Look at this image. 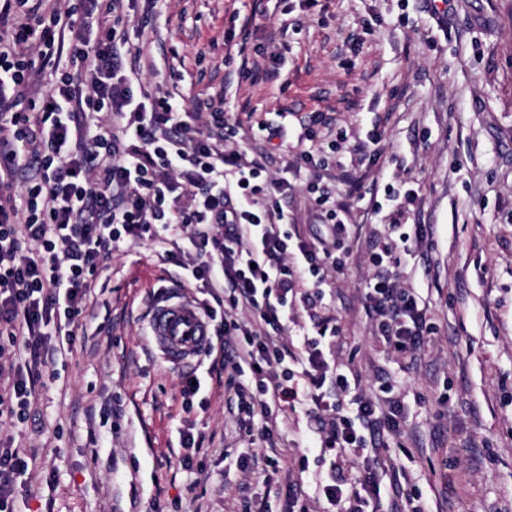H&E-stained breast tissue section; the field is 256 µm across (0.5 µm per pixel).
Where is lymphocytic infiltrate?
Returning <instances> with one entry per match:
<instances>
[{
	"instance_id": "f902f5d3",
	"label": "lymphocytic infiltrate",
	"mask_w": 512,
	"mask_h": 512,
	"mask_svg": "<svg viewBox=\"0 0 512 512\" xmlns=\"http://www.w3.org/2000/svg\"><path fill=\"white\" fill-rule=\"evenodd\" d=\"M42 2L0 0V130L11 131L0 137V334L24 356L0 392V422L29 415L42 367L82 326L99 267L114 249L148 241L179 268L181 285L207 295L201 306L227 373L226 403L239 429L267 448L240 469L259 461L265 480L277 477V440L288 410L302 407L308 442L360 461L353 473L319 477L318 495L340 512H399L386 506L383 486L394 453L407 451L392 382L356 394L355 374L322 350L327 320L297 341L280 337L294 288L321 287L327 268H344L348 204L309 183L326 236L318 245L290 230L277 201L287 182L228 147L238 120L222 102L135 94L145 65L142 46L130 42L127 0H75L63 12ZM79 21L94 39L66 44ZM416 199L405 180L370 197L373 210L397 218L372 245L377 273L365 309L373 336L404 357L436 331L400 284L407 256L427 238L426 225L406 221ZM241 307L250 323L233 318ZM28 468L20 449L0 448V512H14V485Z\"/></svg>"
}]
</instances>
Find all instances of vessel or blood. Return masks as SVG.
Returning <instances> with one entry per match:
<instances>
[{"label": "vessel or blood", "mask_w": 512, "mask_h": 512, "mask_svg": "<svg viewBox=\"0 0 512 512\" xmlns=\"http://www.w3.org/2000/svg\"><path fill=\"white\" fill-rule=\"evenodd\" d=\"M149 328L163 358L177 367L200 356L210 337V324L197 304L178 296L152 302Z\"/></svg>", "instance_id": "vessel-or-blood-1"}]
</instances>
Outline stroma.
<instances>
[{
    "mask_svg": "<svg viewBox=\"0 0 512 512\" xmlns=\"http://www.w3.org/2000/svg\"><path fill=\"white\" fill-rule=\"evenodd\" d=\"M284 15L298 31L270 41ZM129 33L160 65L143 73L142 91L223 100L241 121L236 143L267 149L270 171L291 183L280 202L301 234L325 232L312 180L341 201L352 178L417 183L409 221L430 225L432 244L403 277L437 332L416 361L377 342L363 310L370 243L390 220L364 201L350 209L344 271L318 297L298 289L284 333L310 328L314 313L330 318L339 334L326 353L354 360L364 393L382 377L398 384L411 455L397 466L429 512H512V0H135ZM314 112L327 120L322 141L379 124L373 157L354 165L345 150L328 167L293 171L298 123ZM262 120L288 128L287 146L262 140ZM173 271L147 242L99 269L86 335L44 368L32 418L0 425V444L30 459L18 512H284L288 483L327 474L299 411L278 441L283 477L236 468L235 456L261 446L225 410L212 356L193 360L201 387L184 401L183 369L162 359L147 328L151 295ZM186 430L201 449L185 464Z\"/></svg>",
    "mask_w": 512,
    "mask_h": 512,
    "instance_id": "35a3bbf8",
    "label": "stroma"
}]
</instances>
